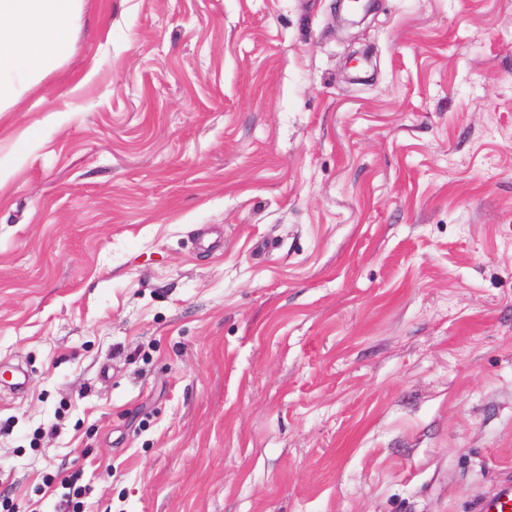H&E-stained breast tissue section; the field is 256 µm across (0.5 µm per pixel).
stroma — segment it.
Wrapping results in <instances>:
<instances>
[{"mask_svg": "<svg viewBox=\"0 0 512 512\" xmlns=\"http://www.w3.org/2000/svg\"><path fill=\"white\" fill-rule=\"evenodd\" d=\"M341 14L86 0L0 112V512H474L512 480V0Z\"/></svg>", "mask_w": 512, "mask_h": 512, "instance_id": "35a3bbf8", "label": "stroma"}]
</instances>
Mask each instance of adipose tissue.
<instances>
[{"label":"adipose tissue","instance_id":"adipose-tissue-1","mask_svg":"<svg viewBox=\"0 0 512 512\" xmlns=\"http://www.w3.org/2000/svg\"><path fill=\"white\" fill-rule=\"evenodd\" d=\"M83 0H0V112L66 53Z\"/></svg>","mask_w":512,"mask_h":512}]
</instances>
